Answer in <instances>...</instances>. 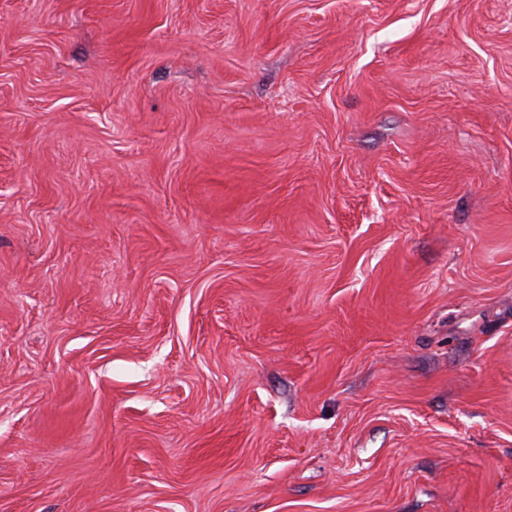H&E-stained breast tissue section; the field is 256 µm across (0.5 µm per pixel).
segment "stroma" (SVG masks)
I'll return each mask as SVG.
<instances>
[{
    "label": "stroma",
    "instance_id": "1",
    "mask_svg": "<svg viewBox=\"0 0 512 512\" xmlns=\"http://www.w3.org/2000/svg\"><path fill=\"white\" fill-rule=\"evenodd\" d=\"M0 512H512V0H0Z\"/></svg>",
    "mask_w": 512,
    "mask_h": 512
}]
</instances>
